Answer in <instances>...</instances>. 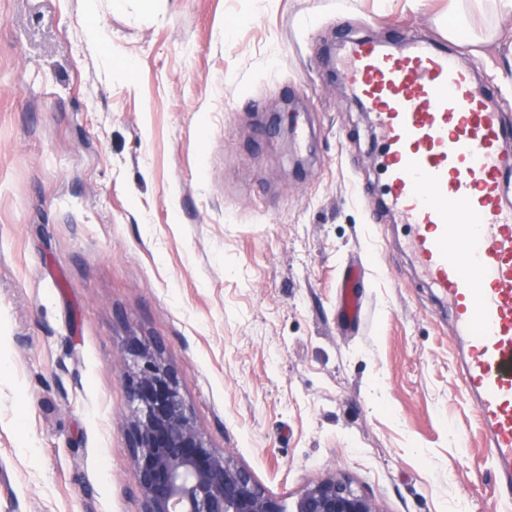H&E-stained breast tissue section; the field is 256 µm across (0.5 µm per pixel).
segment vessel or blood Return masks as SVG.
<instances>
[{
    "mask_svg": "<svg viewBox=\"0 0 512 512\" xmlns=\"http://www.w3.org/2000/svg\"><path fill=\"white\" fill-rule=\"evenodd\" d=\"M342 67L375 115L406 253L452 310L460 388L484 428L495 493L512 502V209L502 197L512 131L489 89L443 46L412 38L391 52L348 40Z\"/></svg>",
    "mask_w": 512,
    "mask_h": 512,
    "instance_id": "1",
    "label": "vessel or blood"
}]
</instances>
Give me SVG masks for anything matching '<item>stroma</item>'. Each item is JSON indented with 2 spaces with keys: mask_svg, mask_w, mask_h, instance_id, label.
Here are the masks:
<instances>
[{
  "mask_svg": "<svg viewBox=\"0 0 512 512\" xmlns=\"http://www.w3.org/2000/svg\"><path fill=\"white\" fill-rule=\"evenodd\" d=\"M0 0V512H142L124 347L164 341L213 448L293 505L347 479L377 512H512L453 316L394 221L343 39L437 38L512 124L495 0ZM306 150L266 136L279 115ZM365 270L363 320L336 285Z\"/></svg>",
  "mask_w": 512,
  "mask_h": 512,
  "instance_id": "35a3bbf8",
  "label": "stroma"
}]
</instances>
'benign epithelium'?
Instances as JSON below:
<instances>
[{"label":"benign epithelium","instance_id":"benign-epithelium-1","mask_svg":"<svg viewBox=\"0 0 512 512\" xmlns=\"http://www.w3.org/2000/svg\"><path fill=\"white\" fill-rule=\"evenodd\" d=\"M126 375L133 412L125 424L143 512H287L282 500L252 474L212 448L180 389L177 370L161 341L131 337ZM293 512H377L346 480L309 483Z\"/></svg>","mask_w":512,"mask_h":512}]
</instances>
